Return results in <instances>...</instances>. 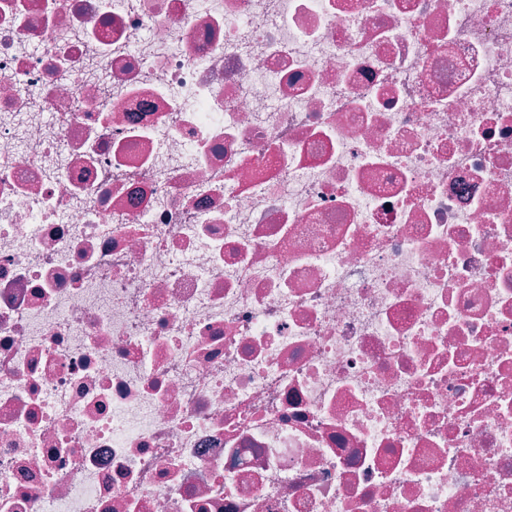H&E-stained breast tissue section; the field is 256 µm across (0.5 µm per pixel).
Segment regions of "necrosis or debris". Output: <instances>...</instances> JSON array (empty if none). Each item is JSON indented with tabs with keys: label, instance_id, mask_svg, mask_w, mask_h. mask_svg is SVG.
I'll return each mask as SVG.
<instances>
[{
	"label": "necrosis or debris",
	"instance_id": "obj_1",
	"mask_svg": "<svg viewBox=\"0 0 512 512\" xmlns=\"http://www.w3.org/2000/svg\"><path fill=\"white\" fill-rule=\"evenodd\" d=\"M0 512H512V0H0Z\"/></svg>",
	"mask_w": 512,
	"mask_h": 512
}]
</instances>
